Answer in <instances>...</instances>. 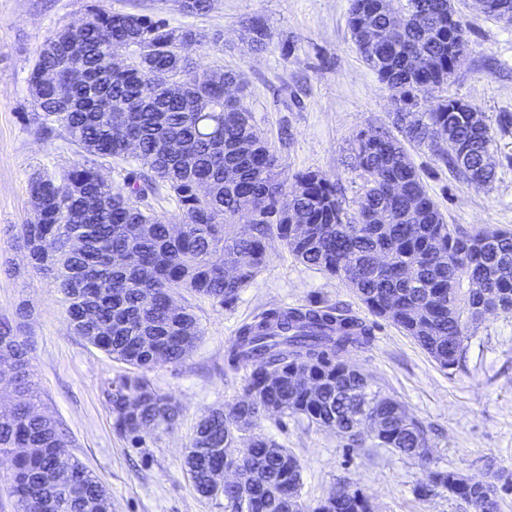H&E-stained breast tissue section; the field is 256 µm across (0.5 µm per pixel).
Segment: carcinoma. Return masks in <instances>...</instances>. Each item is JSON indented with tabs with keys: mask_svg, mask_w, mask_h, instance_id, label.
<instances>
[{
	"mask_svg": "<svg viewBox=\"0 0 512 512\" xmlns=\"http://www.w3.org/2000/svg\"><path fill=\"white\" fill-rule=\"evenodd\" d=\"M408 14L389 42L368 39L366 30L392 25L383 0H350L348 28L353 44L396 101L392 126L401 138L378 128L360 131L353 163L364 183L351 213L342 191L319 171L300 172L293 185L280 180L279 157L254 139L252 112L244 98L228 99L224 85L241 75L216 65L196 79L193 63L175 48L190 36L217 43L191 27L160 16L91 9L81 28L63 27L39 52L29 86L36 111L28 124L44 139L66 134L85 162L33 174L29 192L42 202L35 224L21 225L17 246L33 268L53 276L77 335L125 365L105 382L112 427L143 448L159 430L175 426L178 406L157 389L148 372L160 363L179 364L200 341L202 330L187 294L214 304H233L265 265L266 244L277 236L300 263L351 288L374 314L390 321L442 370L465 366L468 341L480 324L476 305L485 291L512 302V231L474 230L449 224L428 194L401 139L440 152L441 160L471 184L496 178L491 163L494 133L482 112L460 98H443L428 112L416 110L419 96L448 84L465 27L451 0H406ZM256 50L269 40L259 21L245 27ZM131 43L138 58L112 67L114 45ZM425 56L430 68L417 70ZM169 81L159 82L156 74ZM132 161L123 184L102 178L99 167ZM397 184L401 192L393 194ZM172 200L181 211L171 222L156 210ZM299 212L305 236L292 234ZM256 217L253 233L239 237L233 225ZM79 231L82 249L69 237ZM384 252L388 269L374 263ZM236 269L225 275L226 263ZM412 267L416 283L404 274ZM22 324L0 320V380L14 386L17 401L0 412V480L16 498L17 512H112L106 488L68 451L56 422L40 409L41 392L30 373L33 345ZM370 343L353 317L316 306L262 312L243 325L229 362L260 360L245 379L243 401L217 409L194 429L185 467L196 492L224 498V512H288L286 497L302 495V466L277 441L256 432L262 420L297 415L336 429L359 445L361 423L386 421L376 437L380 448L414 457L411 448L423 425L395 414L403 404L369 387L353 373L347 353ZM319 384L313 393L299 383V368ZM249 441L241 490L208 492V471L224 464V449ZM61 463L70 482L55 481ZM458 474L435 470L431 484L415 487L431 499L449 492L472 501L473 512H498L455 486ZM295 512H372L347 484Z\"/></svg>",
	"mask_w": 512,
	"mask_h": 512,
	"instance_id": "cac0c4a2",
	"label": "carcinoma"
}]
</instances>
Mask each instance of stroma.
I'll return each instance as SVG.
<instances>
[{
  "label": "stroma",
  "instance_id": "stroma-1",
  "mask_svg": "<svg viewBox=\"0 0 512 512\" xmlns=\"http://www.w3.org/2000/svg\"><path fill=\"white\" fill-rule=\"evenodd\" d=\"M180 3L0 0V319L23 322L34 348V378L45 408L70 439L69 453L108 490L112 512H224L223 501L195 491L184 456L195 424L243 395L252 366L227 361L238 329L269 308L335 307L370 327V343L352 349L348 362L373 390L399 399L421 422L430 464L387 448L349 445L335 430L297 417L266 419L263 432L300 459L306 499L325 497L346 482L370 498L375 512H464L451 496L423 500L414 489L432 468L481 481L512 475V313L489 316L478 327L466 369L444 371L409 336L369 312L350 288L301 264L275 238L267 243L265 267L233 305L194 300L203 335L184 361L151 371L180 409L176 426L143 448L131 447L113 429L102 385L119 363L70 331L61 294L13 240L15 225L31 214V176L45 166L84 160L64 138L43 139L26 121L34 109L28 78L45 40L60 27L79 24L94 5L219 34L218 44L193 46L190 59L202 70L219 64L243 74L256 131L279 156L283 180L321 171L350 205L363 184L352 160L354 135L391 125V93L351 40L349 0H211L200 15L184 14ZM452 4L468 28L467 51L442 93L469 102L495 125L497 178L477 186L454 176L428 148L412 146L408 154L447 223L512 229V127H497L500 113H512V25L480 14L474 0ZM254 20L271 35L261 51L242 40Z\"/></svg>",
  "mask_w": 512,
  "mask_h": 512
}]
</instances>
